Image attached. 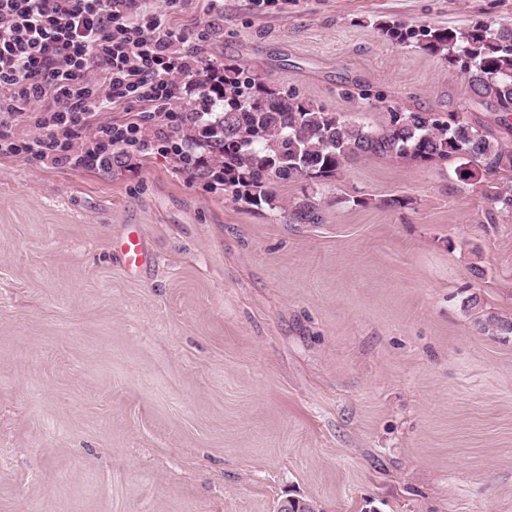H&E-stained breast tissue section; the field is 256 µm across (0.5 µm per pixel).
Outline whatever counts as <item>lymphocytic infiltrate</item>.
<instances>
[{
  "instance_id": "lymphocytic-infiltrate-1",
  "label": "lymphocytic infiltrate",
  "mask_w": 512,
  "mask_h": 512,
  "mask_svg": "<svg viewBox=\"0 0 512 512\" xmlns=\"http://www.w3.org/2000/svg\"><path fill=\"white\" fill-rule=\"evenodd\" d=\"M184 3L0 0V154L86 170L187 155L184 96L201 89L206 36L171 25ZM118 108L129 119L98 120Z\"/></svg>"
}]
</instances>
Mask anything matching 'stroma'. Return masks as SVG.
Here are the masks:
<instances>
[{
  "label": "stroma",
  "instance_id": "35a3bbf8",
  "mask_svg": "<svg viewBox=\"0 0 512 512\" xmlns=\"http://www.w3.org/2000/svg\"><path fill=\"white\" fill-rule=\"evenodd\" d=\"M170 21L327 111L366 87L380 127L468 99L380 24L512 26V0H193ZM483 178L360 156L320 186L324 223L292 224L168 155H0V512H512V338L462 306L512 317V221L485 223ZM120 250L125 265L130 270H137L148 263L149 254L143 239L136 231H129L121 237Z\"/></svg>",
  "mask_w": 512,
  "mask_h": 512
}]
</instances>
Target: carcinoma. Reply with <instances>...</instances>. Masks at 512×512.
Returning a JSON list of instances; mask_svg holds the SVG:
<instances>
[{
    "label": "carcinoma",
    "instance_id": "cac0c4a2",
    "mask_svg": "<svg viewBox=\"0 0 512 512\" xmlns=\"http://www.w3.org/2000/svg\"><path fill=\"white\" fill-rule=\"evenodd\" d=\"M393 44L413 42L425 53L445 60L467 80L466 106L498 113L501 127L512 131V27L476 22L467 28L411 29L392 24L381 28ZM220 112L205 117L190 113L184 138L201 151L204 163L191 174L211 178L224 173V190L248 209L275 204L273 188L288 180L325 185L345 162L361 155L432 164L450 159L479 163L488 180L481 190L489 201L485 222L512 221V146L494 131L462 112H405L393 108L386 124L372 128L359 118L270 87L241 63L226 59ZM233 138L237 148L225 149ZM291 224H321V198L303 194L285 208ZM481 330L505 339L512 336V318L488 316Z\"/></svg>",
    "mask_w": 512,
    "mask_h": 512
}]
</instances>
